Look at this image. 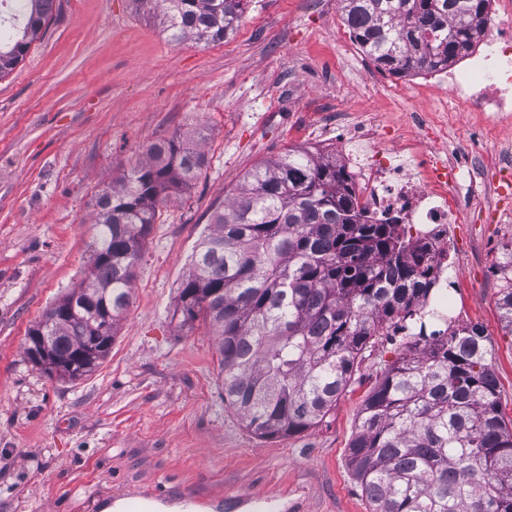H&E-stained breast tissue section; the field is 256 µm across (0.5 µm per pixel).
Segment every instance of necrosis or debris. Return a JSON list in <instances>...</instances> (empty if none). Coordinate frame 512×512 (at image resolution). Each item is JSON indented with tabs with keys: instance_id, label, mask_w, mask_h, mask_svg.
<instances>
[{
	"instance_id": "4bbe7bcc",
	"label": "necrosis or debris",
	"mask_w": 512,
	"mask_h": 512,
	"mask_svg": "<svg viewBox=\"0 0 512 512\" xmlns=\"http://www.w3.org/2000/svg\"><path fill=\"white\" fill-rule=\"evenodd\" d=\"M490 15L482 49L465 55L449 68L448 87L456 103L481 112L482 135H490L512 113V0H499ZM413 164L401 162L392 136L376 123H353L336 136L351 181L360 188L359 201L381 222L396 220L406 235L438 262L435 303H448V252L457 241L469 200L462 192L473 168L464 151L448 149V124L428 113L416 123Z\"/></svg>"
}]
</instances>
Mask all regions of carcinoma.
<instances>
[{
  "mask_svg": "<svg viewBox=\"0 0 512 512\" xmlns=\"http://www.w3.org/2000/svg\"><path fill=\"white\" fill-rule=\"evenodd\" d=\"M160 9L173 43L232 34L243 0H141ZM14 36L0 37V76L37 40L53 0H12ZM355 42L377 67L407 76L448 65L480 42L490 0H341ZM202 155L155 143L148 160L95 203L90 276L76 303L112 301L108 339L130 305L134 268L157 204L189 184ZM497 307L512 332V262ZM432 265L399 224L359 209L336 155L290 149L243 177L216 215L182 282L183 323L219 336L224 403L256 435L286 438L316 426L351 385L383 330L403 351L360 411L348 465L371 512H512V428L483 330L455 328L427 299ZM78 320L52 329V350L85 375L74 353L93 336Z\"/></svg>",
  "mask_w": 512,
  "mask_h": 512,
  "instance_id": "cac0c4a2",
  "label": "carcinoma"
}]
</instances>
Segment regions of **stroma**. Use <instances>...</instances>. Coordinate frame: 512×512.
Returning a JSON list of instances; mask_svg holds the SVG:
<instances>
[{"label":"stroma","instance_id":"obj_1","mask_svg":"<svg viewBox=\"0 0 512 512\" xmlns=\"http://www.w3.org/2000/svg\"><path fill=\"white\" fill-rule=\"evenodd\" d=\"M345 28L338 0H245L224 40L175 44L138 0H54L39 39L0 77V512H104L130 489L186 485L285 488L308 512H370L347 449L400 337H375L321 423L269 440L225 405L214 331L178 310L214 212L256 165L289 149L335 152L337 124L370 117L407 142L412 113H440L455 146L482 124L455 108L447 82L380 71ZM171 138L204 165L158 205L108 355L81 380L48 377L27 357L28 332L81 283L96 198ZM505 165L512 122L472 160L484 186ZM476 236L484 263H449L448 294L462 325L484 331L510 421L512 332L494 265L508 238L480 200L459 246Z\"/></svg>","mask_w":512,"mask_h":512}]
</instances>
